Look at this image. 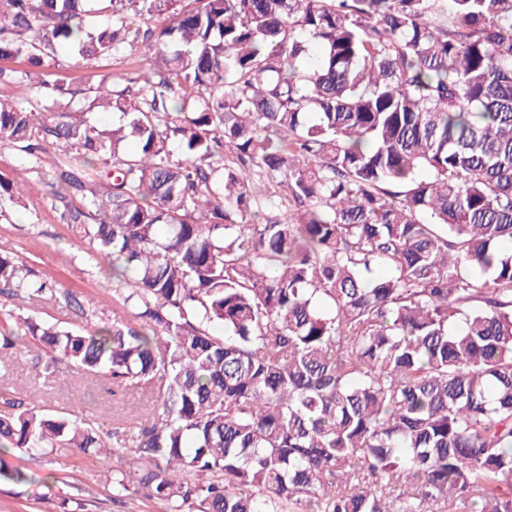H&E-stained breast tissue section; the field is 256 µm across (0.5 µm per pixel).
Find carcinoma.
<instances>
[{"instance_id": "carcinoma-1", "label": "carcinoma", "mask_w": 512, "mask_h": 512, "mask_svg": "<svg viewBox=\"0 0 512 512\" xmlns=\"http://www.w3.org/2000/svg\"><path fill=\"white\" fill-rule=\"evenodd\" d=\"M87 2L0 0V57L41 69H0L37 103L0 99V147H65L60 218L132 320L12 316L0 351L154 396L112 431L113 495L512 512V0H109L93 31ZM136 43L149 70L89 101L119 123L48 111L47 58ZM53 292L0 252V294ZM0 447L113 450L2 390Z\"/></svg>"}]
</instances>
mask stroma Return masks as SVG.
<instances>
[{
	"mask_svg": "<svg viewBox=\"0 0 512 512\" xmlns=\"http://www.w3.org/2000/svg\"><path fill=\"white\" fill-rule=\"evenodd\" d=\"M142 46L129 47L117 55L75 62L58 53L51 66L52 79L66 94L82 100L105 76H120L143 66ZM25 155L13 147H0V179L25 178L20 199H0V250L29 265L56 290L51 300L20 305L0 296V319L25 312L44 321L71 329L90 328L126 317L127 312L112 298V280L87 259V241L72 234L60 219L63 210L50 193L42 175L20 176ZM0 373L6 378L11 397L49 412L72 411L86 420L101 423L112 432L115 422L148 408L150 398L129 387L114 389L111 382L90 380L44 353L31 351L0 357ZM0 461L38 474L36 482L16 485L0 481V512H56L59 497L86 503V512H164L160 501L144 490H130L123 501L112 496L110 478L129 472L136 464L131 455L115 452L109 460H98L80 451L37 454L0 448Z\"/></svg>",
	"mask_w": 512,
	"mask_h": 512,
	"instance_id": "35a3bbf8",
	"label": "stroma"
}]
</instances>
